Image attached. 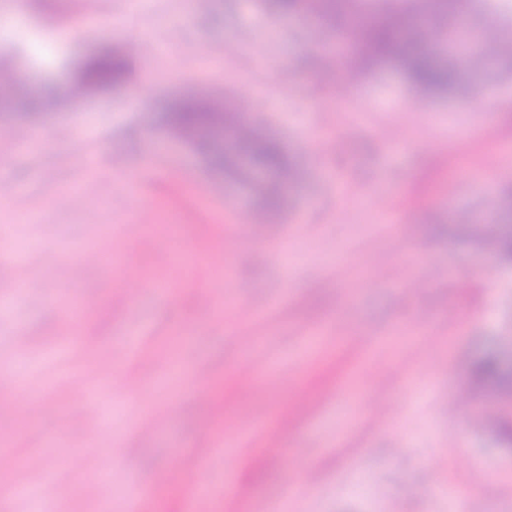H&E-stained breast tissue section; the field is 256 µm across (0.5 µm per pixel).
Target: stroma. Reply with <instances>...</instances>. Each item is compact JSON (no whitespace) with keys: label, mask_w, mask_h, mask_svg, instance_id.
<instances>
[{"label":"stroma","mask_w":512,"mask_h":512,"mask_svg":"<svg viewBox=\"0 0 512 512\" xmlns=\"http://www.w3.org/2000/svg\"><path fill=\"white\" fill-rule=\"evenodd\" d=\"M341 40L262 0H0V59L21 62L27 99L103 46L140 49L155 76L78 112L0 98V457L67 491L66 512H112L89 489L109 457L113 494L149 489L140 512H186L198 480L216 512H279L298 483L297 512H448L455 494L465 512H512V440L459 421L512 422V396L470 374L490 350L512 367V262L448 222H486L512 186V74L480 71L478 99L424 98L392 66L325 61ZM190 90L253 106L296 166L267 223L246 221L264 175L213 173L160 123ZM18 126L41 146L17 147ZM90 251L105 257L56 280ZM170 278L174 292L159 291ZM247 309L261 319L238 322ZM126 341L142 346L130 365ZM71 378L99 409L70 399Z\"/></svg>","instance_id":"stroma-1"}]
</instances>
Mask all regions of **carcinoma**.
<instances>
[{
  "instance_id": "obj_1",
  "label": "carcinoma",
  "mask_w": 512,
  "mask_h": 512,
  "mask_svg": "<svg viewBox=\"0 0 512 512\" xmlns=\"http://www.w3.org/2000/svg\"><path fill=\"white\" fill-rule=\"evenodd\" d=\"M283 15L310 14L320 20L353 26L358 30L357 54L353 61L359 70L386 64L399 67L411 86L425 96L468 90L472 79L492 59L512 65V17L507 19L508 36L501 50L488 56L472 51L441 60L424 48L452 38L458 22L499 7L495 0H265ZM19 67L0 64V90L18 98ZM133 76L129 54L102 47L82 58L68 80V99L123 87ZM164 126L189 145L205 148L214 139H227L231 148L208 150L209 165L220 171H237L239 159L246 157L260 170L271 172L276 182L259 188L265 207L280 203L279 185L291 182L295 170L287 162L282 145L253 120L249 109L220 95L190 92L171 102L162 113ZM492 221L467 224L461 218L450 223L470 237L484 241L504 260L512 261V188L503 191L493 203ZM480 387L498 391L512 387V371L504 368L491 353L473 370Z\"/></svg>"
}]
</instances>
